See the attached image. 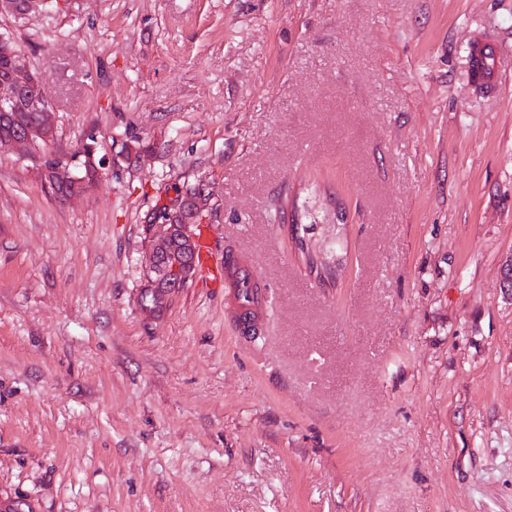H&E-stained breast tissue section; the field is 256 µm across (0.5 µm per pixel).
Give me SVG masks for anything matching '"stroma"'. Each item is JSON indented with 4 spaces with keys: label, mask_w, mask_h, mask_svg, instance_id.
<instances>
[{
    "label": "stroma",
    "mask_w": 512,
    "mask_h": 512,
    "mask_svg": "<svg viewBox=\"0 0 512 512\" xmlns=\"http://www.w3.org/2000/svg\"><path fill=\"white\" fill-rule=\"evenodd\" d=\"M55 102L57 199L0 155V493L35 512H512V0H72L0 17ZM498 90L471 88L474 40ZM222 258L139 301L154 205ZM339 192L327 288L280 201ZM196 241L198 269L204 274L212 275L213 280H216L220 273V263L215 259L214 249L207 234L205 224H197Z\"/></svg>",
    "instance_id": "obj_1"
}]
</instances>
